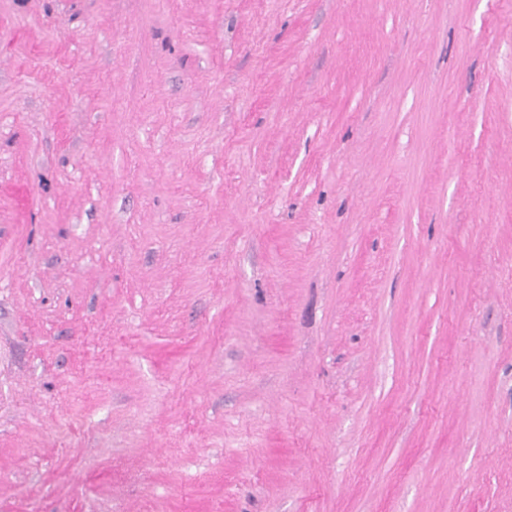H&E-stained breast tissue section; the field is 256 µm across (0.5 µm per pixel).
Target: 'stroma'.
<instances>
[{
    "label": "stroma",
    "mask_w": 512,
    "mask_h": 512,
    "mask_svg": "<svg viewBox=\"0 0 512 512\" xmlns=\"http://www.w3.org/2000/svg\"><path fill=\"white\" fill-rule=\"evenodd\" d=\"M0 512H512V0H0Z\"/></svg>",
    "instance_id": "obj_1"
}]
</instances>
